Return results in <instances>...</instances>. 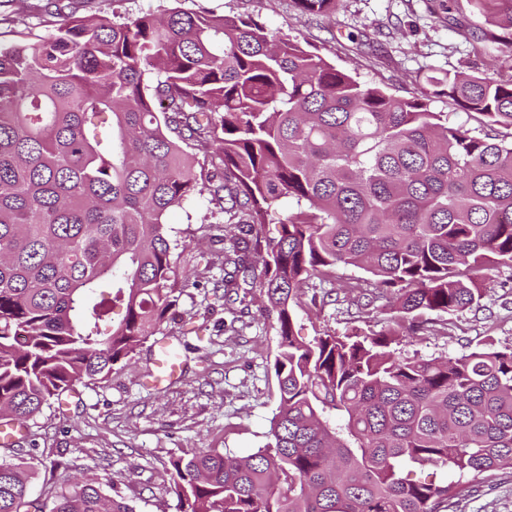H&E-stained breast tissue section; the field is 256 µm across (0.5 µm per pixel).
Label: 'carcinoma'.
Returning a JSON list of instances; mask_svg holds the SVG:
<instances>
[{"label":"carcinoma","instance_id":"carcinoma-1","mask_svg":"<svg viewBox=\"0 0 512 512\" xmlns=\"http://www.w3.org/2000/svg\"><path fill=\"white\" fill-rule=\"evenodd\" d=\"M289 2L322 17L340 0ZM470 5L486 51L512 58V0ZM53 7L52 32L0 44V417L26 424L160 330L190 282L167 215L206 192L240 229L224 239L222 298L242 274L266 289L280 398L265 447L171 460L179 512H448L470 487L407 467L512 471V346L391 349L447 331L444 316L479 306L482 272L512 266V81L431 76L406 98L249 13L120 22ZM443 96L479 125L448 122L432 107ZM257 224L281 227L259 263ZM341 265L373 276L346 285L352 304L378 291L394 317L305 342L294 307ZM30 483L1 460L0 512H136L70 479L48 510Z\"/></svg>","mask_w":512,"mask_h":512}]
</instances>
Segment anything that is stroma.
I'll return each instance as SVG.
<instances>
[{
    "mask_svg": "<svg viewBox=\"0 0 512 512\" xmlns=\"http://www.w3.org/2000/svg\"><path fill=\"white\" fill-rule=\"evenodd\" d=\"M45 2L0 0V42L15 41L29 27L50 33L51 18L39 10ZM202 2L220 14L258 15L271 31L288 34L359 81L399 96L426 88L432 75L512 78V61L455 33L433 0H342L335 13L316 20L294 10L289 0H73V6L81 15L122 20L167 8L194 10ZM167 222L177 242L176 270L191 273L193 280L179 298L176 317L159 331L184 345L181 372L154 384L148 341L105 379L76 383L61 401L44 407L24 437L0 447V457L31 468L32 497L69 473L111 479L113 491L136 512H178L169 488L172 458L207 448L238 456L269 440L279 401L273 369L278 334L275 320L264 314L263 290L249 277L237 300L224 302L216 292L221 240L230 227L208 195L171 211ZM367 277L357 267L336 268L323 285L324 301L295 308L296 333L309 341L325 331L367 334L384 327L391 316L387 299L363 309L344 299V284ZM484 286L479 306L455 315L448 333L402 338L397 354L456 356L487 339L512 345V267H489ZM464 481L473 492L452 512H512V476L490 481L471 473Z\"/></svg>",
    "mask_w": 512,
    "mask_h": 512,
    "instance_id": "1",
    "label": "stroma"
}]
</instances>
